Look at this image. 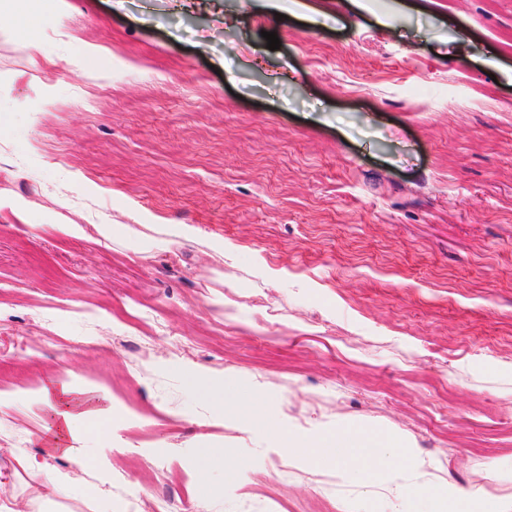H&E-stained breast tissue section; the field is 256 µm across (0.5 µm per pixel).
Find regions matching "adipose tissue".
<instances>
[{
  "label": "adipose tissue",
  "mask_w": 512,
  "mask_h": 512,
  "mask_svg": "<svg viewBox=\"0 0 512 512\" xmlns=\"http://www.w3.org/2000/svg\"><path fill=\"white\" fill-rule=\"evenodd\" d=\"M59 407L55 409V425L51 437L44 444L50 450L60 451L72 457H80L81 451L76 448V438L71 430V422L75 417L85 416L102 418L104 412L91 403L90 397H75L70 386H61L58 393ZM371 465L384 468L395 464L405 465L406 477L398 486L399 501L396 512H414L412 503L423 496L437 498L443 505L442 512H497L483 496L480 490L458 488L448 484H440L426 479L420 473L410 449L404 448L400 438L387 439L377 453L370 457Z\"/></svg>",
  "instance_id": "obj_1"
}]
</instances>
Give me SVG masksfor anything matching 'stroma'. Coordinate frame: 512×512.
<instances>
[{
    "instance_id": "obj_1",
    "label": "stroma",
    "mask_w": 512,
    "mask_h": 512,
    "mask_svg": "<svg viewBox=\"0 0 512 512\" xmlns=\"http://www.w3.org/2000/svg\"><path fill=\"white\" fill-rule=\"evenodd\" d=\"M40 2L37 46L0 34V196L28 202L0 211V507L391 512L401 469L339 484L263 421L396 434L512 504V0ZM62 363L112 399L80 466L35 440ZM87 225H91L96 231L97 235L103 239H110L112 237V224H51L48 225L50 229L57 234L60 238L65 240H84L91 238L88 234ZM140 227L150 228L153 226L157 233L162 234L164 238L161 241L165 242L167 246H179L183 242L189 241L193 238L195 232L192 227L186 224H137Z\"/></svg>"
}]
</instances>
